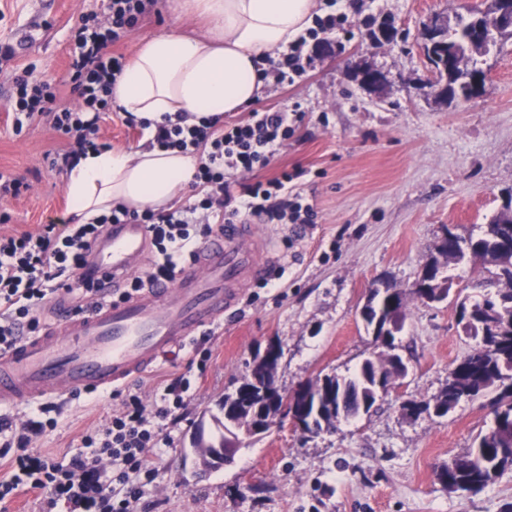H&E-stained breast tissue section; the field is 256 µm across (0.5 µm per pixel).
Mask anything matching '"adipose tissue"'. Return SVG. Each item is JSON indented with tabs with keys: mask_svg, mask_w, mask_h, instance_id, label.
I'll return each instance as SVG.
<instances>
[{
	"mask_svg": "<svg viewBox=\"0 0 512 512\" xmlns=\"http://www.w3.org/2000/svg\"><path fill=\"white\" fill-rule=\"evenodd\" d=\"M317 7V0H171L175 14L205 18L207 32L145 40L112 101L150 135L169 117L191 125L241 111L261 90L262 59L304 34ZM199 164L198 154L155 147L86 151L65 175L66 215L85 224L119 204L168 208L189 190Z\"/></svg>",
	"mask_w": 512,
	"mask_h": 512,
	"instance_id": "adipose-tissue-1",
	"label": "adipose tissue"
}]
</instances>
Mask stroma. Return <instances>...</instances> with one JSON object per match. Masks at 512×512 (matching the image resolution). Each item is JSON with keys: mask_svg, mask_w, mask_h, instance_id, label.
<instances>
[{"mask_svg": "<svg viewBox=\"0 0 512 512\" xmlns=\"http://www.w3.org/2000/svg\"><path fill=\"white\" fill-rule=\"evenodd\" d=\"M478 0H340L349 35H320L312 68L294 83L263 85L257 110L301 104L305 117L259 179L299 171L298 191L317 218L306 235L293 225L258 219V232L278 258V272L247 286L236 311L204 345V363L182 347L121 387L57 400V425L36 447L61 460L85 452L83 432L108 420L122 397L154 398L171 379L193 387L177 421H164L158 489L145 512H512V470L480 492H451L438 466L464 454L490 429L488 397L460 402L447 417L407 416L404 401L424 403L476 342L458 322L454 300L426 305L404 301L395 337L409 367L404 393L378 397L369 413L340 421L335 431L306 437L275 429L246 440L233 464L196 467L190 436L219 414L225 392L248 372L257 352L278 342L277 384L283 391L316 376L350 375L377 349L360 311L369 290L387 279L410 289L434 254L444 227L480 234L512 191V38L480 57L488 78L480 97L441 102L431 93L432 67L421 36L428 18L466 15ZM107 0H0V42L18 47L9 68L30 82L49 81L75 104L67 74L72 28L102 13ZM114 48L131 59L160 33H202L205 23L175 16L168 0ZM371 67L388 81L375 90L357 73ZM12 83L0 75V170L23 178L28 193L0 201L11 215L0 233L36 231L64 219V175L48 154L60 144L46 120L15 134L7 100ZM451 290L471 300L495 294L485 269L449 264Z\"/></svg>", "mask_w": 512, "mask_h": 512, "instance_id": "stroma-1", "label": "stroma"}]
</instances>
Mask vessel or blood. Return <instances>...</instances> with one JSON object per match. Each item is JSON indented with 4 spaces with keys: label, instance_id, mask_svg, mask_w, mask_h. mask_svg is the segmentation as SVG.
Instances as JSON below:
<instances>
[{
    "label": "vessel or blood",
    "instance_id": "vessel-or-blood-1",
    "mask_svg": "<svg viewBox=\"0 0 512 512\" xmlns=\"http://www.w3.org/2000/svg\"><path fill=\"white\" fill-rule=\"evenodd\" d=\"M141 224L109 225L98 247L93 278L103 292H116L147 255ZM277 265L254 225L217 228L191 263L172 281L75 315L63 298L45 308V330L23 336L0 354V406L120 388L174 347L221 322L252 281Z\"/></svg>",
    "mask_w": 512,
    "mask_h": 512
}]
</instances>
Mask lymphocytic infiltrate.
I'll return each mask as SVG.
<instances>
[{"mask_svg":"<svg viewBox=\"0 0 512 512\" xmlns=\"http://www.w3.org/2000/svg\"><path fill=\"white\" fill-rule=\"evenodd\" d=\"M155 5L156 0H108L103 16L82 18L74 28L69 78L77 106L61 103L51 83L13 75L14 129L52 116L54 130L68 146L61 157L66 164L86 150L101 149L100 121L112 109V86L124 69L122 57L111 48L149 19ZM312 61L309 42L302 37L278 55L267 74L276 83L291 84ZM303 118L294 109L254 110L244 121L225 126L215 118L197 125H158V147L200 155L195 186L204 192L201 200L159 213L118 206L86 224L52 221L35 232L0 235V351L17 343L21 329L38 332L43 308L57 295H66L77 312L98 303L99 290L85 268L108 225L142 224L149 235L154 259L146 270L127 277L123 294L128 297L154 281L174 279L183 261L194 256L199 238L209 236L217 225L248 215L314 223L317 213L292 189L290 172L241 183L236 196L228 192L231 177L265 168ZM189 388V379L182 377L166 385L152 402L136 394L126 396L109 422L86 430L83 441L92 454L78 453L65 463L32 446L56 425L51 405H41V419L5 422L0 427L10 437L0 444V461L6 468L0 478V503H8L16 490L24 489L41 494L42 512H142L144 497L157 488L154 459L166 441L162 423L182 405Z\"/></svg>","mask_w":512,"mask_h":512,"instance_id":"1","label":"lymphocytic infiltrate"}]
</instances>
